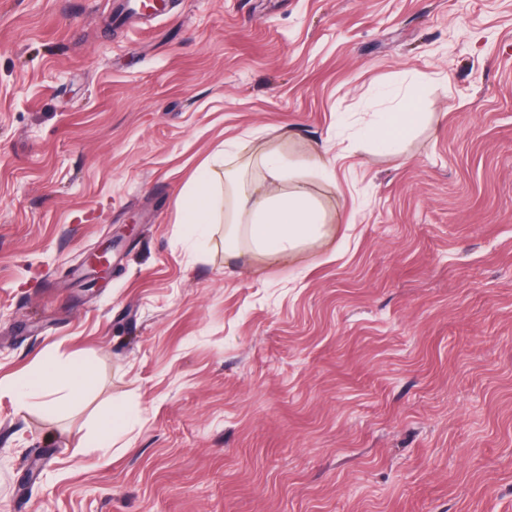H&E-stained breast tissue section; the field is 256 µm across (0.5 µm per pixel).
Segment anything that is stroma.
<instances>
[{
  "mask_svg": "<svg viewBox=\"0 0 512 512\" xmlns=\"http://www.w3.org/2000/svg\"><path fill=\"white\" fill-rule=\"evenodd\" d=\"M116 11L0 0V512H512V0ZM231 140L331 238L227 267L176 202ZM48 354L94 388L21 406ZM417 108L418 101L413 97L396 103L390 112H382L375 124L363 130V138L369 140L378 151L398 150L419 119Z\"/></svg>",
  "mask_w": 512,
  "mask_h": 512,
  "instance_id": "1",
  "label": "stroma"
}]
</instances>
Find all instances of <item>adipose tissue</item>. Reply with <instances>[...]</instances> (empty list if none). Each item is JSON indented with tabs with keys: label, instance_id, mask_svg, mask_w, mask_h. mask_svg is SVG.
<instances>
[{
	"label": "adipose tissue",
	"instance_id": "adipose-tissue-1",
	"mask_svg": "<svg viewBox=\"0 0 512 512\" xmlns=\"http://www.w3.org/2000/svg\"><path fill=\"white\" fill-rule=\"evenodd\" d=\"M418 101L408 98L381 113L362 136L381 152L399 149L416 125ZM264 175L248 181L238 172L224 173V200L195 190L179 197L180 206L193 224L211 223L216 210L224 212V251L228 259L248 253L270 260L299 257L309 243L329 237L327 213L304 186L303 179H286L277 153L260 159ZM94 384L93 373L80 365H62L46 357L41 368L17 381L18 392L39 395L49 404H67Z\"/></svg>",
	"mask_w": 512,
	"mask_h": 512
}]
</instances>
